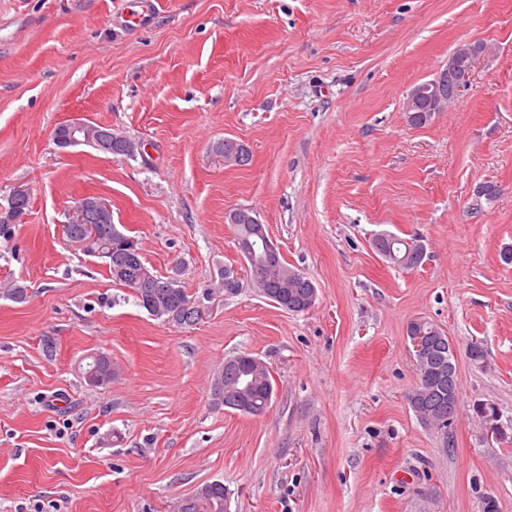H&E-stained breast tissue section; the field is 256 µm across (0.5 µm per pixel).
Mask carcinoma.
Segmentation results:
<instances>
[{
  "label": "carcinoma",
  "instance_id": "carcinoma-1",
  "mask_svg": "<svg viewBox=\"0 0 512 512\" xmlns=\"http://www.w3.org/2000/svg\"><path fill=\"white\" fill-rule=\"evenodd\" d=\"M97 150L104 154L124 155L126 144L113 135L111 128L101 126ZM233 229L236 244L250 241L254 245V253L246 260L265 268L266 282L258 293L285 311L299 313L308 310L311 299L317 297L314 282L283 261L277 266L271 265L258 236L259 224L244 220L233 225ZM379 237L386 240V244H380L378 248L390 263L404 269L415 268L422 263L425 253L422 249H414L415 238H404L390 232L381 233ZM130 239L132 236L116 224L100 225L97 257L104 260L114 284L130 289L141 308L151 306L147 309L150 316L177 326L193 325V317L189 313L197 300L182 286H173L170 277L156 275L149 287H140L147 265L140 249L131 248ZM117 268L124 270L125 276H117ZM415 327L430 334L433 343L427 355L415 359L417 381L408 394V404L422 422L445 433L448 418L456 408L455 401L448 399V388L459 393L458 378H453V385H448V360L452 359L448 353V336L442 333L441 328L425 320L410 324V328ZM224 364V377L214 376L210 385L213 406H224L243 415L260 416L265 413L274 395L268 368L259 358L246 352L225 359ZM177 512H224V484L217 482L201 486L178 502Z\"/></svg>",
  "mask_w": 512,
  "mask_h": 512
}]
</instances>
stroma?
<instances>
[{
	"instance_id": "obj_1",
	"label": "stroma",
	"mask_w": 512,
	"mask_h": 512,
	"mask_svg": "<svg viewBox=\"0 0 512 512\" xmlns=\"http://www.w3.org/2000/svg\"><path fill=\"white\" fill-rule=\"evenodd\" d=\"M122 2L0 0V197L30 195L0 240V284L28 288L0 293V512H172L214 481L227 512H483L489 495L512 512V0H158L133 30ZM463 43L481 48L468 89L409 125L407 93ZM75 119L140 150L59 148ZM228 137L250 164L225 163ZM86 195L203 297L196 325L154 319L71 246ZM240 207L313 280L311 309L218 293L244 266L226 218ZM383 232L422 236L423 262L390 264ZM415 320L456 350L444 434L407 402ZM241 351L273 377L260 416L211 403ZM99 352L119 374L92 387Z\"/></svg>"
}]
</instances>
